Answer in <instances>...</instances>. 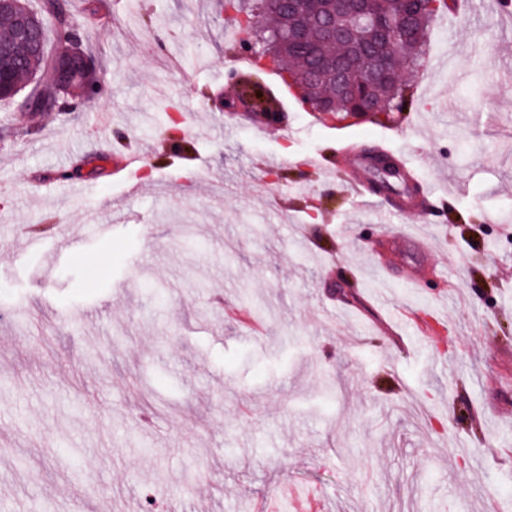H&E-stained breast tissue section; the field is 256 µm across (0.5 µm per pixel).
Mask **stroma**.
Returning a JSON list of instances; mask_svg holds the SVG:
<instances>
[{
  "label": "stroma",
  "instance_id": "1",
  "mask_svg": "<svg viewBox=\"0 0 512 512\" xmlns=\"http://www.w3.org/2000/svg\"><path fill=\"white\" fill-rule=\"evenodd\" d=\"M64 4L95 103L0 101V512H253L269 495L289 512L308 490L328 512H512L500 0L434 20L405 121L342 127L281 101L269 70L246 78L278 126L222 112L244 50L215 0ZM350 145L407 163L434 214L358 196ZM61 236L80 247L55 255Z\"/></svg>",
  "mask_w": 512,
  "mask_h": 512
}]
</instances>
